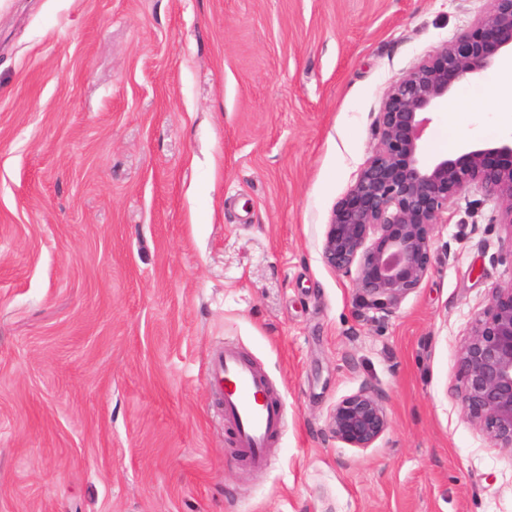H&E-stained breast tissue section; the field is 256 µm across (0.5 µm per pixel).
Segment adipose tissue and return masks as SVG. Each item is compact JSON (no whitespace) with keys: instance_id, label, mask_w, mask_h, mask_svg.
Wrapping results in <instances>:
<instances>
[{"instance_id":"adipose-tissue-1","label":"adipose tissue","mask_w":512,"mask_h":512,"mask_svg":"<svg viewBox=\"0 0 512 512\" xmlns=\"http://www.w3.org/2000/svg\"><path fill=\"white\" fill-rule=\"evenodd\" d=\"M484 85L495 92L498 100V113L493 123H485L482 112L476 107L477 95L472 94L470 85H461L458 100L460 104L471 108L470 120L463 128L464 133L512 134V57H503L496 69L485 79Z\"/></svg>"}]
</instances>
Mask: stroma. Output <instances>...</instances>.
I'll list each match as a JSON object with an SVG mask.
<instances>
[{"label":"stroma","instance_id":"obj_1","mask_svg":"<svg viewBox=\"0 0 512 512\" xmlns=\"http://www.w3.org/2000/svg\"><path fill=\"white\" fill-rule=\"evenodd\" d=\"M489 0H0V512H512L456 358L512 230L478 192L367 308L322 241L390 84ZM287 410L265 469L207 377ZM371 385L389 428L336 442ZM208 378L224 405V422L236 432L238 452L249 467L267 466L269 448L287 415L266 375L234 347L212 355ZM328 426L337 442L364 450L372 448L383 436L389 419L378 392L364 385L336 403Z\"/></svg>","mask_w":512,"mask_h":512}]
</instances>
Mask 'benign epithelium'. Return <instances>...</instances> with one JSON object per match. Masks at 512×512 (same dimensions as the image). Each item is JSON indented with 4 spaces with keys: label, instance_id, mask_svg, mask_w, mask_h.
Here are the masks:
<instances>
[{
    "label": "benign epithelium",
    "instance_id": "benign-epithelium-1",
    "mask_svg": "<svg viewBox=\"0 0 512 512\" xmlns=\"http://www.w3.org/2000/svg\"><path fill=\"white\" fill-rule=\"evenodd\" d=\"M454 39L415 63L387 92L372 155L333 210L322 258L338 273L355 272L368 306L393 310L429 271L430 228L456 198L474 189L493 201L512 231V142L476 144L461 155L423 158L432 114L464 82L480 84L496 55H512V0H490ZM460 402L490 440L512 451V283L497 288L460 348ZM331 436L367 449L389 419L378 392L364 385L330 413Z\"/></svg>",
    "mask_w": 512,
    "mask_h": 512
}]
</instances>
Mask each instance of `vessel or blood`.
Returning <instances> with one entry per match:
<instances>
[{"label": "vessel or blood", "instance_id": "vessel-or-blood-1", "mask_svg": "<svg viewBox=\"0 0 512 512\" xmlns=\"http://www.w3.org/2000/svg\"><path fill=\"white\" fill-rule=\"evenodd\" d=\"M208 378L224 405V419L236 432L242 460L265 468L269 450L283 429L287 415L266 375L234 347L212 355Z\"/></svg>", "mask_w": 512, "mask_h": 512}]
</instances>
